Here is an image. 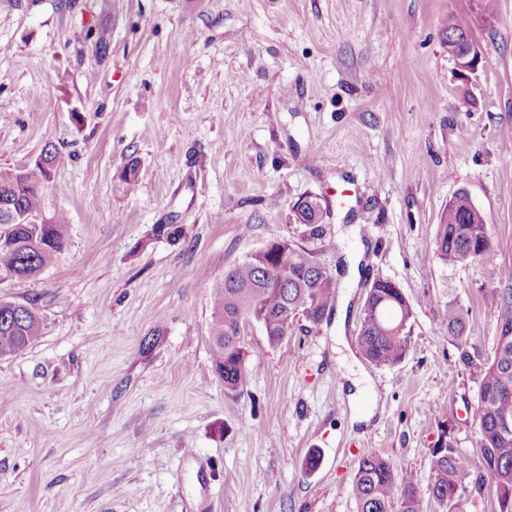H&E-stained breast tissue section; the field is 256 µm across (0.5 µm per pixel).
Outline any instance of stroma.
<instances>
[{"instance_id": "obj_1", "label": "stroma", "mask_w": 512, "mask_h": 512, "mask_svg": "<svg viewBox=\"0 0 512 512\" xmlns=\"http://www.w3.org/2000/svg\"><path fill=\"white\" fill-rule=\"evenodd\" d=\"M451 17L481 50L473 78ZM49 143L64 160L41 212L66 246L0 284L44 321L0 358V512H357L365 451L423 486L442 433L476 456V375L438 322L457 299L488 355L483 293L512 289V0L490 22L476 0H0V170ZM462 189L493 263L436 257ZM309 195L328 205L317 238L294 221ZM288 237L335 276L334 310L274 347L247 328L252 372L228 393L211 290ZM378 278L415 311L393 366L356 345ZM452 48L453 46L450 47V57L454 62L457 73L462 77L476 74L481 62V52L477 45H472L461 52L454 51Z\"/></svg>"}]
</instances>
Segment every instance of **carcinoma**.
Returning <instances> with one entry per match:
<instances>
[{"mask_svg":"<svg viewBox=\"0 0 512 512\" xmlns=\"http://www.w3.org/2000/svg\"><path fill=\"white\" fill-rule=\"evenodd\" d=\"M52 170L36 162L20 178L0 171V201L15 215L39 210L42 190ZM326 208L317 196L295 212L296 221L311 238L322 233ZM66 220L54 216L48 224H17L0 212V236L11 240L0 247V276L13 280L39 276L65 247ZM435 252L446 266L471 261L491 263L495 252L485 231L484 217L466 192L448 201L435 241ZM336 298V278L311 251L288 238L268 241L224 272L211 292V355L224 379V390L239 392L250 374L251 352L241 341L244 330L259 325L270 345L280 344L296 326V313L306 331L327 319ZM484 299L500 309V330L490 356L470 351L465 311L455 300L439 328L451 337L459 361L476 367L479 455L472 459L450 438L439 437L427 450L429 493L441 512H458L469 479L474 489L493 483L497 512H512V292L489 288ZM411 303L387 280L378 278L368 289L357 335L361 355L375 365H396L409 350ZM43 320L33 304L0 301V357L23 351L42 335ZM357 512H422L417 480L394 464L368 451L358 462L352 482Z\"/></svg>","mask_w":512,"mask_h":512,"instance_id":"1","label":"carcinoma"}]
</instances>
